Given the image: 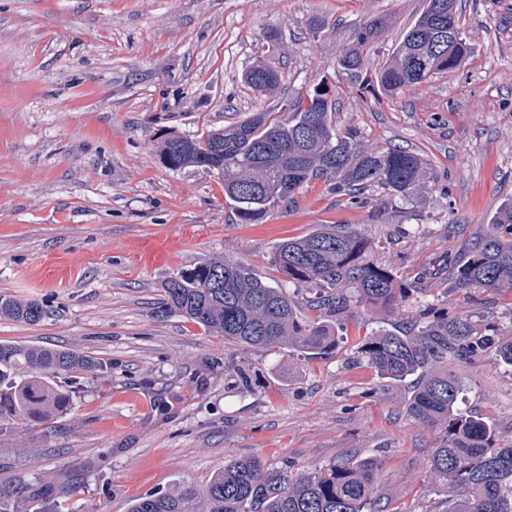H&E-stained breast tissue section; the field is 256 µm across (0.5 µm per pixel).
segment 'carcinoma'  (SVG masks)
<instances>
[{
    "label": "carcinoma",
    "instance_id": "1",
    "mask_svg": "<svg viewBox=\"0 0 512 512\" xmlns=\"http://www.w3.org/2000/svg\"><path fill=\"white\" fill-rule=\"evenodd\" d=\"M459 0H425V8L403 32L391 58L363 74L362 53L383 21L358 28L339 66L361 77L362 89L379 85L396 94L433 76L459 68L469 52L462 38ZM453 28L456 38L448 36ZM246 84L262 96L275 94L282 76L256 55L244 71ZM327 84L283 97L270 110L214 128L199 138L173 135L159 156L173 169L204 168L224 179V201L242 224L261 222L268 213L313 180L351 194L374 184L410 203L424 188L426 167L406 150L368 149L333 124L336 98ZM496 231L477 239L454 270V287L512 288V202L493 219ZM368 238L351 224H323L314 232L285 238L270 264L288 281L316 287L297 302L280 287L263 281L248 265L222 256L207 258L162 284V312L176 313L226 340L252 347L298 349L311 355L336 350L335 333L325 317L350 306L394 312L412 286L371 259ZM48 315L36 300L0 296V317L30 325ZM487 345L483 330L466 312L453 316L420 314L418 325L383 329L366 339L361 353L381 376L415 377L408 411L416 420L444 429L432 455V470L451 494L448 512H512V445L496 446L482 418L455 412L459 386L448 376V359L474 360ZM103 363L74 350L0 342V430L44 423L69 411L72 391L58 380L94 375ZM376 464L346 459L309 474H294L256 459H237L197 489L178 487L136 499L129 512H366ZM31 499L19 481L0 484V506Z\"/></svg>",
    "mask_w": 512,
    "mask_h": 512
}]
</instances>
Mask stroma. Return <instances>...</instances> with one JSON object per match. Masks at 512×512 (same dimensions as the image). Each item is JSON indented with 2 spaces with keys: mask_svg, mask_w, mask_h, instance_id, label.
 <instances>
[{
  "mask_svg": "<svg viewBox=\"0 0 512 512\" xmlns=\"http://www.w3.org/2000/svg\"><path fill=\"white\" fill-rule=\"evenodd\" d=\"M461 3V67L387 96L361 90L338 60L355 29L384 17L367 55L382 65L424 0H0V295L51 311L36 325L0 318V341L107 364L75 386L67 414L0 431V484L52 493L63 512H128L146 494L203 487L236 459L312 472L352 458L377 462L380 512H447L430 469L441 430L407 413L409 381L381 377L360 346L428 308L512 337V288L467 300L439 268L512 201V0ZM258 51L285 95L328 82L337 128L365 148L418 154L428 180L416 201L314 180L263 223L241 224L217 175L167 167L166 137L275 108L242 80ZM323 224L356 225L398 274L427 273L396 312L329 318L332 355L236 344L162 314V283L213 255L311 296L269 259ZM448 373L458 410L512 444V366L490 349Z\"/></svg>",
  "mask_w": 512,
  "mask_h": 512,
  "instance_id": "stroma-1",
  "label": "stroma"
}]
</instances>
